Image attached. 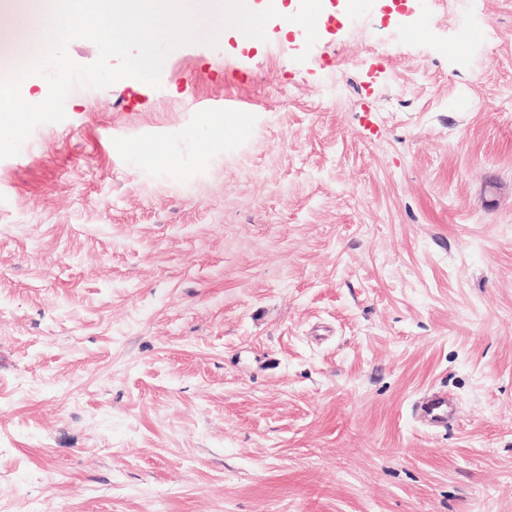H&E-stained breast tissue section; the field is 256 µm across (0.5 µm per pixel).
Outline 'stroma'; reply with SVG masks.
Masks as SVG:
<instances>
[{
    "instance_id": "stroma-1",
    "label": "stroma",
    "mask_w": 512,
    "mask_h": 512,
    "mask_svg": "<svg viewBox=\"0 0 512 512\" xmlns=\"http://www.w3.org/2000/svg\"><path fill=\"white\" fill-rule=\"evenodd\" d=\"M460 10L232 29L0 159V512H512V0ZM415 412L427 426L446 427L455 419L457 407L447 393L433 391L415 404Z\"/></svg>"
}]
</instances>
